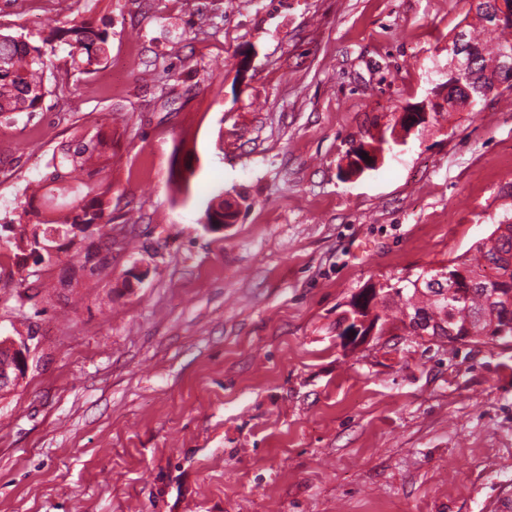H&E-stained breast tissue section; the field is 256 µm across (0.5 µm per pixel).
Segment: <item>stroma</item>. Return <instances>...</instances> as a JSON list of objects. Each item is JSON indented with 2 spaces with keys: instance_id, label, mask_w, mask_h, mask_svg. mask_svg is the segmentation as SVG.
I'll list each match as a JSON object with an SVG mask.
<instances>
[{
  "instance_id": "stroma-1",
  "label": "stroma",
  "mask_w": 512,
  "mask_h": 512,
  "mask_svg": "<svg viewBox=\"0 0 512 512\" xmlns=\"http://www.w3.org/2000/svg\"><path fill=\"white\" fill-rule=\"evenodd\" d=\"M91 19L110 59L0 117V217L54 151L112 135V249L28 275L0 259V512H512V347L352 348L371 283L512 221V93L442 109L375 168L346 151L448 96L470 0H0V27ZM237 223L202 225L215 190ZM26 287H19V280ZM35 334L0 337V395L14 390L29 370Z\"/></svg>"
}]
</instances>
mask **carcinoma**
Segmentation results:
<instances>
[{
    "mask_svg": "<svg viewBox=\"0 0 512 512\" xmlns=\"http://www.w3.org/2000/svg\"><path fill=\"white\" fill-rule=\"evenodd\" d=\"M464 32L478 48L476 67L482 71L494 70L499 49L512 47V24L491 28L479 17ZM58 44L67 48L66 73H95L110 57L107 32L89 19L35 34L0 29V116L34 112L41 106L57 84L52 56ZM386 143L383 136L375 145L361 142L348 154L363 160L365 155L382 150ZM46 168L37 188L24 194V200L14 208L15 218L8 221L21 227L20 237L6 239L3 248L12 246L33 259L34 265L51 267L62 253L72 259L82 257L80 241L86 228L95 226L100 230L112 223V136L96 125L52 154ZM78 171L85 173L86 179L70 183ZM223 209L224 194L219 193L208 201L203 223H217ZM40 242L56 247L57 255L39 252ZM472 250L475 254L469 259L448 261L450 276L459 275L462 268L472 284L465 289L467 297L458 307L451 308L445 301L431 298L429 288L417 285L418 279L428 275L424 270L403 286L381 284L363 289L358 293V315L370 319L369 328L376 329L379 335L382 316L376 308L396 299L403 316L421 315L422 324L417 328L403 323L412 336L423 332L439 338L454 333L493 335L499 337L501 344L512 346V222L496 225Z\"/></svg>",
    "mask_w": 512,
    "mask_h": 512,
    "instance_id": "obj_1",
    "label": "carcinoma"
}]
</instances>
